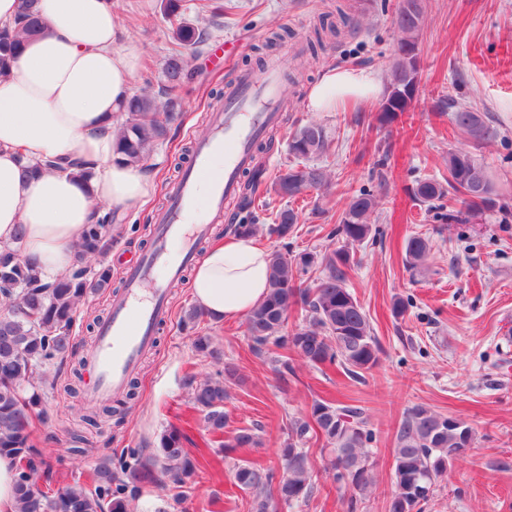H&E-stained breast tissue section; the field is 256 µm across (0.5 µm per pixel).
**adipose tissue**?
<instances>
[{
    "label": "adipose tissue",
    "mask_w": 512,
    "mask_h": 512,
    "mask_svg": "<svg viewBox=\"0 0 512 512\" xmlns=\"http://www.w3.org/2000/svg\"><path fill=\"white\" fill-rule=\"evenodd\" d=\"M44 29L26 39L0 75V250L33 259L43 281L67 272L97 204L143 206L153 183L139 166L113 161L115 117L140 66L125 46L112 0H39ZM375 71L326 69L307 96L311 112L376 99ZM56 159L67 171L24 175L26 161ZM269 252L233 236L193 267L190 288L210 317L235 320L268 291Z\"/></svg>",
    "instance_id": "obj_1"
}]
</instances>
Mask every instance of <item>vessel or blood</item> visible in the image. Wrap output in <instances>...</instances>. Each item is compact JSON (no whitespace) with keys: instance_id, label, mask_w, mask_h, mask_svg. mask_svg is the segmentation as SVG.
<instances>
[{"instance_id":"vessel-or-blood-1","label":"vessel or blood","mask_w":512,"mask_h":512,"mask_svg":"<svg viewBox=\"0 0 512 512\" xmlns=\"http://www.w3.org/2000/svg\"><path fill=\"white\" fill-rule=\"evenodd\" d=\"M280 100L275 61L260 73H245L226 93L186 172L168 189L169 202L155 219L152 249L127 269L124 289L113 297L111 315L87 353L94 391L123 389L141 354L152 346L157 323L169 316L166 282L178 278L191 263L196 243L208 231L206 225L183 221L196 204L198 185H209L211 207L222 210L251 163L253 141L277 122ZM218 153L224 156L219 167L213 163ZM174 241L180 242V252L171 251Z\"/></svg>"}]
</instances>
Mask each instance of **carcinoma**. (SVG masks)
<instances>
[{
  "label": "carcinoma",
  "instance_id": "carcinoma-1",
  "mask_svg": "<svg viewBox=\"0 0 512 512\" xmlns=\"http://www.w3.org/2000/svg\"><path fill=\"white\" fill-rule=\"evenodd\" d=\"M423 19V0H398L392 25L399 40L419 39ZM42 26L35 0H21L16 25L0 28V73L15 59L24 39ZM338 35L337 25L321 23L315 30V41L310 43L312 57H317V47L323 46L324 37ZM174 38L183 47H194L203 42V33L183 22L176 26ZM163 73L165 87H178L185 76L183 59L170 57ZM388 77L410 84L417 81L418 73L407 69L395 56ZM123 116L114 162L138 165L150 147L166 136L169 116L162 115L156 99L147 93L131 95ZM449 120L476 146L498 135L496 128L467 107L450 113ZM327 148L325 130L316 123L298 128L288 143L289 154L305 159L319 156ZM259 184L261 171L255 169L233 216L238 221L235 232L241 235H253L258 230V217L251 207ZM329 187L325 168L287 165L270 184V191L291 201L308 189ZM413 196L448 224H469L486 212L496 215L500 224L512 222V207L501 201L475 155L463 148L448 151L446 179L418 181ZM377 205L376 196L369 190L351 197L338 229L348 243L360 244L370 236L371 216ZM300 220L299 211L286 206L268 225V234L286 244ZM111 248L110 214L98 210L77 245L73 266L52 283L42 282L33 260L13 251H0V455L11 457L16 464L17 512H129L140 486L159 481L158 474L183 483L198 470L197 458L185 447L187 436L171 428L160 438V470L147 465L134 468L120 460L119 469L125 479L119 482L108 458L94 472L91 484L76 481L55 488L44 450L32 435L33 418L47 416L41 393L47 371L53 367L55 373H60L73 354L72 329L78 304L109 285V270L97 269L93 263L102 261ZM429 251L428 239L413 236L406 243V261L415 269ZM353 260L354 255L343 248L321 255L306 252L293 259L278 250L270 254L268 293L246 315L245 328L255 350H284L274 359V371L283 385L295 376L294 356L312 367L338 363L354 378L378 364L381 347L365 312L346 287ZM316 265L323 267V276L310 284L298 279L299 268ZM295 307L307 313V323L286 333L288 315ZM239 380L236 367L227 363L217 377L191 384L192 402L204 414L211 442L227 453L258 443L253 428L239 429L231 441H223L227 385ZM314 437L329 447L324 469L332 472L336 488L347 496L350 512H356L360 498L373 483L369 450L373 432L362 409L324 399L314 400L307 415L289 422L276 465L262 467L247 460L234 463L233 485L250 495L251 512H277L280 504L292 506L308 499L314 489V466L304 445ZM472 440V428L460 419L419 405L408 410L392 451L394 488L388 512H422L434 497L439 478L447 473L448 462Z\"/></svg>",
  "mask_w": 512,
  "mask_h": 512
}]
</instances>
